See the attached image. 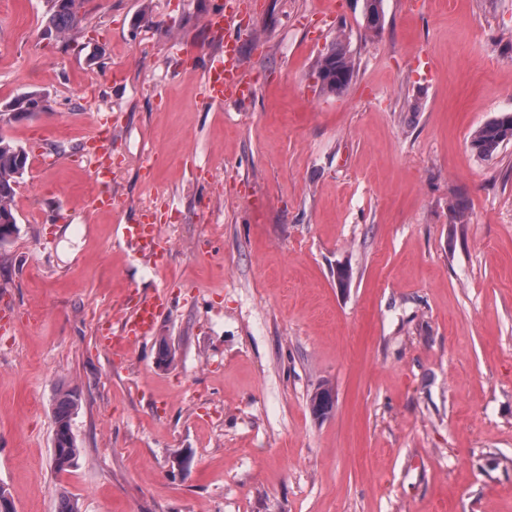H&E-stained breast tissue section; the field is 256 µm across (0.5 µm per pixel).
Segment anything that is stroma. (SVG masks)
<instances>
[{"instance_id": "1", "label": "stroma", "mask_w": 512, "mask_h": 512, "mask_svg": "<svg viewBox=\"0 0 512 512\" xmlns=\"http://www.w3.org/2000/svg\"><path fill=\"white\" fill-rule=\"evenodd\" d=\"M222 3L86 0L62 41L45 0H0V108L47 105L0 121L29 155L0 246V486L15 512L63 491L81 512H512V141L470 148L512 112V0H383L375 32L364 0H247L261 81L235 107L200 97ZM339 39L353 77L326 94ZM103 115L106 186L84 156ZM147 210L155 262L113 236ZM162 289L153 336L103 343ZM62 382L80 455L59 472ZM354 64L347 48L335 43L317 63L320 88L327 94H338L350 83ZM23 97H19L21 94L15 96L11 101H9L5 109L1 110L0 120L2 121V116L9 115V120L11 118L17 119L21 117H27L35 112L34 110H39L40 112L46 109V105L44 104L45 100L38 94L34 93H22ZM8 113H5V112ZM512 112H504L498 118L487 122L474 131L471 136L470 147L478 157L492 158L499 148L512 140V118L502 120L503 115Z\"/></svg>"}]
</instances>
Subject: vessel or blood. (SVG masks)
<instances>
[{"mask_svg": "<svg viewBox=\"0 0 512 512\" xmlns=\"http://www.w3.org/2000/svg\"><path fill=\"white\" fill-rule=\"evenodd\" d=\"M237 0H224V7L208 19L212 29L228 33L240 29L243 23ZM205 82L202 97L211 102L246 100L254 96L258 78L249 71L240 54L231 51L210 57L204 64ZM117 240L134 244L141 251L161 257L165 251L157 224L142 221L138 224H120L116 227ZM164 292L139 297L134 315L127 324L123 339L114 340V347L123 342H136L154 334L160 310L166 305Z\"/></svg>", "mask_w": 512, "mask_h": 512, "instance_id": "1", "label": "vessel or blood"}]
</instances>
